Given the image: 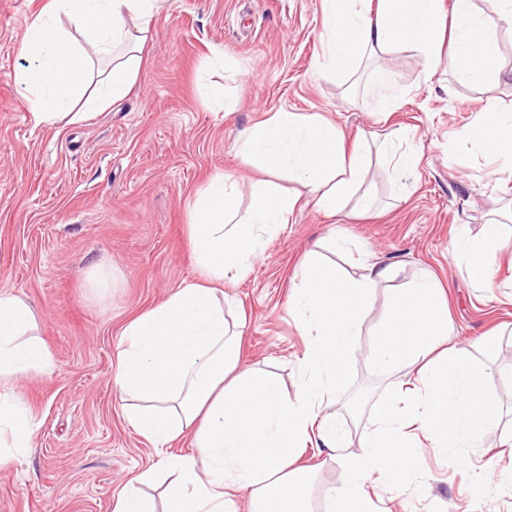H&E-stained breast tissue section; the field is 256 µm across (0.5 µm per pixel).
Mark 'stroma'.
I'll return each instance as SVG.
<instances>
[{"mask_svg": "<svg viewBox=\"0 0 512 512\" xmlns=\"http://www.w3.org/2000/svg\"><path fill=\"white\" fill-rule=\"evenodd\" d=\"M44 0H0V292L22 297L40 319L54 361L49 374L15 383L37 425L21 462L0 467V512H113L120 487L157 463L152 443L127 421L114 384L119 333L136 315L196 282L188 224L195 195L218 174L233 175L247 208L256 183L288 177L246 164L238 136L268 114L318 113L347 138L385 135L409 126L423 156L402 195L396 176L370 162L371 211L347 207L329 217L297 207L266 243L251 273L226 280L224 293L246 316L241 368L276 373L295 392L306 339L288 313L290 283L304 253L330 230L348 242L335 260L357 273L367 259L391 267L395 284L434 274L448 303L451 340L474 354L492 347L488 387L502 422L472 458L498 459L493 481L476 484L452 454L422 448L419 481L403 491L370 490L375 512H512V456L499 441L512 437V266L501 264L495 289L474 288L450 251L459 226L478 233L485 221L512 209V179L494 174L461 140L480 112H512V28L497 32L498 80L474 87L440 66L432 84L414 87L422 60L412 50L386 53L353 74L315 71L323 53L321 0H168L154 18L137 84L92 118L36 125L15 81L27 32ZM222 52L223 67L210 66ZM388 68L400 87L389 116L372 110L379 93L374 67ZM238 100L235 112L214 108L209 87ZM371 324L350 358L356 380L337 392L331 409L358 439L386 389L406 370L374 371L368 359ZM317 478L314 512H324L325 488L344 479L343 454L307 448L302 458Z\"/></svg>", "mask_w": 512, "mask_h": 512, "instance_id": "1", "label": "stroma"}]
</instances>
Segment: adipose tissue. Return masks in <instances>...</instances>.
<instances>
[{
  "instance_id": "obj_1",
  "label": "adipose tissue",
  "mask_w": 512,
  "mask_h": 512,
  "mask_svg": "<svg viewBox=\"0 0 512 512\" xmlns=\"http://www.w3.org/2000/svg\"><path fill=\"white\" fill-rule=\"evenodd\" d=\"M165 0H46L30 28L27 63L16 80L29 95L36 124L82 121L122 99L135 84L153 18ZM73 21L69 33L61 18ZM512 24V0H454L443 14L441 0H322L325 50L315 70L356 72L365 55L416 51L420 82H430L440 61L473 85L500 74V23ZM82 41H75V34ZM448 58H441L443 41ZM465 138L492 162L512 170V113H480ZM365 138L347 143L343 129L319 114L275 112L240 135L245 162L288 173L305 194L295 198L270 185L254 187L240 209L231 176L213 177L194 201L189 224L195 283L122 329L114 380L127 396L126 418L156 449L191 435L188 456H165L145 468L119 493L114 512H155L142 486L167 474L164 512H230L234 497L247 492L250 512H311L312 468L298 457L313 441L342 449L348 444L338 417L327 414L337 390L350 385L348 352L374 309L378 288L388 294L372 330L370 356L378 371L402 366L411 377L390 387L373 406L374 419L347 455L345 479L329 488L330 512H371L368 483L392 489L416 477L419 441L464 456L498 429L501 412L487 392L488 376L471 349L448 341V307L437 280L418 274L392 287L393 273L377 262L352 275L329 261L322 246L308 250L292 284L289 308L308 343L299 363L300 385L287 396L272 374L238 367L236 348L243 315L224 310L219 286L240 278L262 256L268 237L287 224L297 205L327 215L356 202L372 206L364 193L368 169ZM399 175L417 171L421 154L410 128L390 132L375 147ZM502 223L490 219L478 234L463 232L452 258L478 287L495 286L499 252L511 244ZM33 309L20 297L0 292V464L20 462L32 448L35 428L14 382L48 373L52 356L37 336Z\"/></svg>"
}]
</instances>
